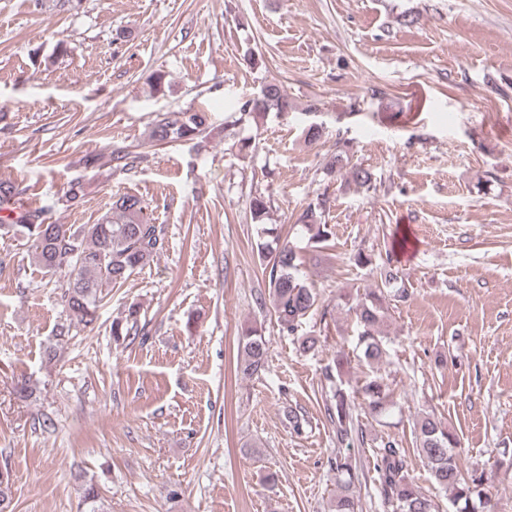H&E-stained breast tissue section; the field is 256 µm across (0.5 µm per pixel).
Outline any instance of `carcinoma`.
Wrapping results in <instances>:
<instances>
[{"label": "carcinoma", "instance_id": "carcinoma-1", "mask_svg": "<svg viewBox=\"0 0 512 512\" xmlns=\"http://www.w3.org/2000/svg\"><path fill=\"white\" fill-rule=\"evenodd\" d=\"M258 96H251L239 107L242 117L263 116L271 111L286 112L291 108L288 93L276 82L260 85ZM208 128L204 112L186 109L158 120L149 138L156 143L195 140ZM140 155L126 150H114L108 156L88 157L86 165L112 163L120 167L134 165ZM350 167L353 181L369 186L373 181L370 170L349 165L347 150L336 146L328 170L340 172ZM21 191L13 184L0 182V210L16 204ZM252 218L263 223L268 201L262 195L249 201ZM322 204H308L299 222L310 233V239L330 242L328 225L322 221ZM4 233L27 238L31 255L38 266L50 275L64 274L62 298L78 323L92 325L104 299V291L123 284L142 270L164 247L162 231L145 212L143 200L129 193L115 194L112 204L98 224H56L47 221L43 209L27 210L10 224H0ZM263 239L257 244V254L267 278L268 300L279 331L294 337L298 349L310 353L317 349L314 336H298L296 332L318 308V293L299 274V257L289 242L281 239L276 229L262 228ZM380 283L356 298L350 307L355 314L360 361L366 375L357 388L337 384L326 413L336 425V442L350 447L363 437L356 405L364 404L377 416H387L394 401L390 385L381 373L387 340L379 335L377 325L384 317V303L392 297L400 301L407 296L404 289L393 288L397 274L392 258L379 267ZM138 329V310L129 309L126 322L112 325V335L129 336ZM268 341L262 329L250 325L241 330L237 368L248 377L265 370ZM417 452L425 461L438 488L444 491L454 512H480L487 497L488 474L484 469L463 471L458 463L459 439L449 425L427 415L415 428ZM335 468L342 475L336 495L335 512H356L351 491L354 480L352 465L347 457L338 456ZM379 492L391 512H437L434 500L419 491L409 475L405 451L393 441L382 444L375 455ZM12 499V474L0 467V512H8Z\"/></svg>", "mask_w": 512, "mask_h": 512}]
</instances>
